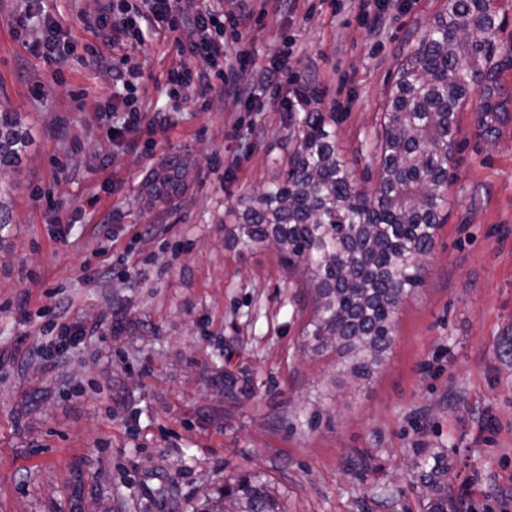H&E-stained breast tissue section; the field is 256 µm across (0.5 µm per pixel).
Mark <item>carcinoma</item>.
Masks as SVG:
<instances>
[{"mask_svg":"<svg viewBox=\"0 0 512 512\" xmlns=\"http://www.w3.org/2000/svg\"><path fill=\"white\" fill-rule=\"evenodd\" d=\"M494 0H448L406 58L377 145L379 179L367 193L357 188L336 147L330 112L308 110L297 124L285 178L233 209L232 240L243 248L273 245L289 268L309 281L316 311L304 347L336 352L359 379L371 377L390 348L401 304L423 282L448 188L456 146L457 113L478 91L481 112H498L500 49ZM33 135L19 112L0 110V231L14 223L16 180ZM192 164L174 154L146 177L141 195L149 207L189 189ZM215 386L235 398L249 387L243 375L216 374ZM427 512H448V454L420 456ZM281 512L275 491L260 473L224 481L195 512Z\"/></svg>","mask_w":512,"mask_h":512,"instance_id":"cac0c4a2","label":"carcinoma"}]
</instances>
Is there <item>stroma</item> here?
I'll use <instances>...</instances> for the list:
<instances>
[{
	"mask_svg": "<svg viewBox=\"0 0 512 512\" xmlns=\"http://www.w3.org/2000/svg\"><path fill=\"white\" fill-rule=\"evenodd\" d=\"M445 6L393 0L375 23L360 0H252L248 35L225 30L210 65L187 25L94 57L98 0H0V110L36 138L0 232V512H191L244 472L285 512H425L411 462L438 448L448 512H512V0H495L502 110L487 128L476 105L458 115L424 285L369 380L302 352L300 273L228 235L236 200L287 170L310 108L335 113L374 190L398 66ZM49 19L57 60L35 44ZM183 66L223 73L220 102L171 92ZM272 66L287 80L261 86ZM239 85L263 93L249 103ZM118 93L140 124L105 111ZM175 153L195 163L190 189L143 211L144 178ZM59 322L75 335L59 340ZM220 367L248 375L247 393L225 399Z\"/></svg>",
	"mask_w": 512,
	"mask_h": 512,
	"instance_id": "stroma-1",
	"label": "stroma"
}]
</instances>
